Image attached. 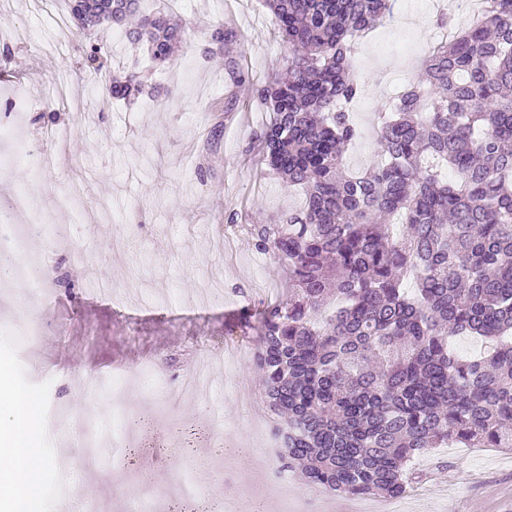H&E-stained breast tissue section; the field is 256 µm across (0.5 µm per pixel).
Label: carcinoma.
<instances>
[{"instance_id":"cac0c4a2","label":"carcinoma","mask_w":512,"mask_h":512,"mask_svg":"<svg viewBox=\"0 0 512 512\" xmlns=\"http://www.w3.org/2000/svg\"><path fill=\"white\" fill-rule=\"evenodd\" d=\"M69 2L80 70L96 98L139 93L143 76L107 77L122 25L159 66L185 27L141 0ZM480 20L432 45L420 78L377 116L380 160L346 169L360 136L347 106L362 92L350 52L393 15L394 0H264L288 55L286 75L255 89L272 113L256 135L269 168L306 192L301 209L253 224L277 256L288 297L258 314L256 367L285 419L278 468L347 496L395 497L408 463L432 448H512V0H482ZM206 55L238 35L206 32ZM454 336L489 350L460 359Z\"/></svg>"}]
</instances>
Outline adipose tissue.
Segmentation results:
<instances>
[{
    "mask_svg": "<svg viewBox=\"0 0 512 512\" xmlns=\"http://www.w3.org/2000/svg\"><path fill=\"white\" fill-rule=\"evenodd\" d=\"M0 409L12 416L0 431V512H27L39 485L43 448L34 430L37 414L25 393L0 388Z\"/></svg>",
    "mask_w": 512,
    "mask_h": 512,
    "instance_id": "obj_1",
    "label": "adipose tissue"
}]
</instances>
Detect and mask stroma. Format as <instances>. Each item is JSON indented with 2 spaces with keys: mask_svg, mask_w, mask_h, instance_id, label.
Instances as JSON below:
<instances>
[{
  "mask_svg": "<svg viewBox=\"0 0 512 512\" xmlns=\"http://www.w3.org/2000/svg\"><path fill=\"white\" fill-rule=\"evenodd\" d=\"M145 11L169 9L187 32L174 65L158 68L128 44L114 45L117 26L95 38L111 46L113 70L149 75L131 102L88 97L89 75L76 73L78 43L58 46L49 22L64 11L32 0H0V21L12 25L11 61L0 73L6 99L39 90L52 101L65 83L81 110L57 114L63 141H42L51 166L34 174L25 163L0 180V200L22 188L43 219L66 224L69 239L28 242L24 266L0 283V370L10 386L33 396L40 422L55 438L43 450L50 476L40 502L46 512H128L149 497L160 512H353V498L315 489L300 472L278 471L280 417L270 411L254 364L256 337L243 331L244 310H259L286 291L274 255L257 252L250 224H270L303 206L262 160L253 135L270 115L252 90L263 85L287 52L261 0H143ZM407 24L379 26L353 46L363 91L354 103L360 138L348 152L356 172L376 160L377 112L420 76L429 47L446 37L428 0H397ZM224 23L238 41L229 56L205 57L204 33ZM244 56L247 85L237 84L229 57ZM205 177H198V170ZM80 186L82 204L57 200ZM40 295L26 300L31 277ZM121 381L118 392L90 398L87 378ZM148 416L132 453L113 450L105 427L113 407ZM245 444L249 463L214 457L213 435ZM199 494L180 497L175 464ZM419 482L400 497L401 512H512V448L434 449Z\"/></svg>",
  "mask_w": 512,
  "mask_h": 512,
  "instance_id": "obj_1",
  "label": "stroma"
}]
</instances>
